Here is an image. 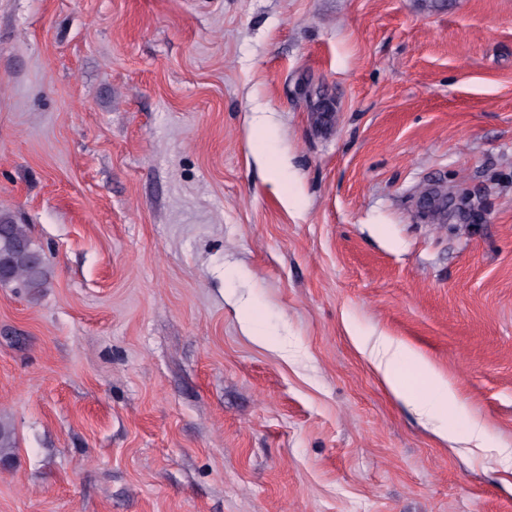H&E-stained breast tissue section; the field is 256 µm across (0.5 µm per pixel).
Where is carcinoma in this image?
Instances as JSON below:
<instances>
[{
    "instance_id": "cac0c4a2",
    "label": "carcinoma",
    "mask_w": 512,
    "mask_h": 512,
    "mask_svg": "<svg viewBox=\"0 0 512 512\" xmlns=\"http://www.w3.org/2000/svg\"><path fill=\"white\" fill-rule=\"evenodd\" d=\"M50 271L41 251L35 246L27 227L0 215V285L13 284L32 299L49 284ZM15 447L13 428L0 419V462L7 463Z\"/></svg>"
}]
</instances>
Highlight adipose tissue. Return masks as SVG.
Returning a JSON list of instances; mask_svg holds the SVG:
<instances>
[{
	"label": "adipose tissue",
	"mask_w": 512,
	"mask_h": 512,
	"mask_svg": "<svg viewBox=\"0 0 512 512\" xmlns=\"http://www.w3.org/2000/svg\"><path fill=\"white\" fill-rule=\"evenodd\" d=\"M411 362L424 376L427 387L424 392L408 396L407 401L417 415L431 425L435 434L447 437L448 431L439 423L449 404L458 399L453 385L431 365L423 355L410 345L389 336L381 337L376 352V368L393 392H400L397 366Z\"/></svg>",
	"instance_id": "obj_1"
}]
</instances>
